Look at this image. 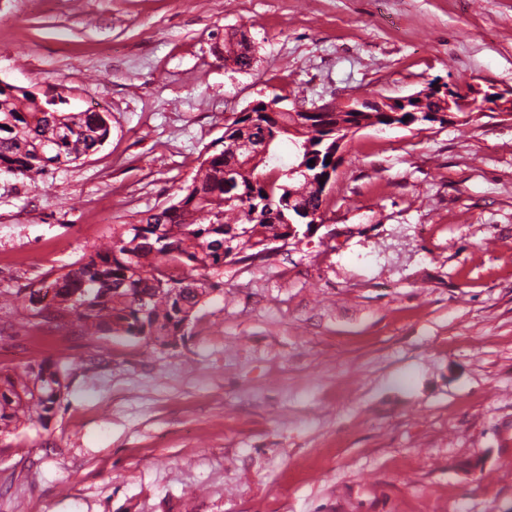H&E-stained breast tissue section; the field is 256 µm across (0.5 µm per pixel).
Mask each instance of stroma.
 Returning <instances> with one entry per match:
<instances>
[{
    "label": "stroma",
    "mask_w": 512,
    "mask_h": 512,
    "mask_svg": "<svg viewBox=\"0 0 512 512\" xmlns=\"http://www.w3.org/2000/svg\"><path fill=\"white\" fill-rule=\"evenodd\" d=\"M239 26L248 72L215 50ZM434 79L512 87V0H0V82L110 125L0 173V290L176 202L261 95ZM325 217L224 265L174 347L0 309V368H72L0 442V512H512V122L358 132Z\"/></svg>",
    "instance_id": "obj_1"
}]
</instances>
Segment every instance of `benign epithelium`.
<instances>
[{
  "label": "benign epithelium",
  "instance_id": "1",
  "mask_svg": "<svg viewBox=\"0 0 512 512\" xmlns=\"http://www.w3.org/2000/svg\"><path fill=\"white\" fill-rule=\"evenodd\" d=\"M441 101L439 110L423 107L426 100ZM365 106L368 112H384L393 117L404 112L412 113L416 120L420 121L424 129H433L435 126L442 128L453 122L474 121L483 117L502 118L512 121V88L497 89L490 87L482 88L475 83H449L447 85L438 83L434 86H426L424 89L413 94L393 100L374 99L367 96H356L348 99L342 106L334 103H326L320 106L307 108L296 107V111L303 112L310 116L317 112H357L359 106ZM370 127L368 121L358 116L352 117V121H337L330 135L334 136L336 145L331 151V166L324 169L322 177L323 187H328L333 179L332 167L337 165L347 142L356 131ZM296 196L291 195L283 200V205L292 212L294 218L306 224V230L299 232L295 226H290L288 233L292 237L308 235L313 228L323 223L324 214L321 211L314 212L301 205L295 204Z\"/></svg>",
  "mask_w": 512,
  "mask_h": 512
}]
</instances>
